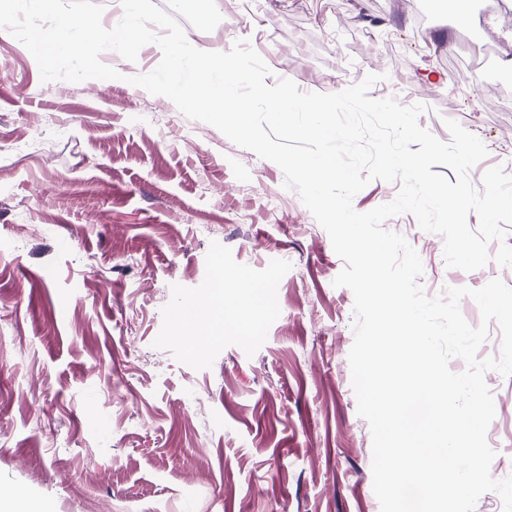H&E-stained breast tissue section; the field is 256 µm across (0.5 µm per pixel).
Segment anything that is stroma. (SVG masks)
<instances>
[{
  "mask_svg": "<svg viewBox=\"0 0 512 512\" xmlns=\"http://www.w3.org/2000/svg\"><path fill=\"white\" fill-rule=\"evenodd\" d=\"M208 51L248 40L276 78L337 93L378 75L375 99L424 104L512 175V87L475 62L512 59V24L467 0H185ZM429 10L417 27L420 10ZM423 264L450 273L441 235L385 221ZM261 270H290L254 355L223 349L196 370L155 348L172 285L205 276L212 242ZM330 237L273 162L119 80L42 81L0 41V491L11 512H381L372 437L348 354L353 294ZM485 382L494 479L512 476V376Z\"/></svg>",
  "mask_w": 512,
  "mask_h": 512,
  "instance_id": "stroma-1",
  "label": "stroma"
}]
</instances>
